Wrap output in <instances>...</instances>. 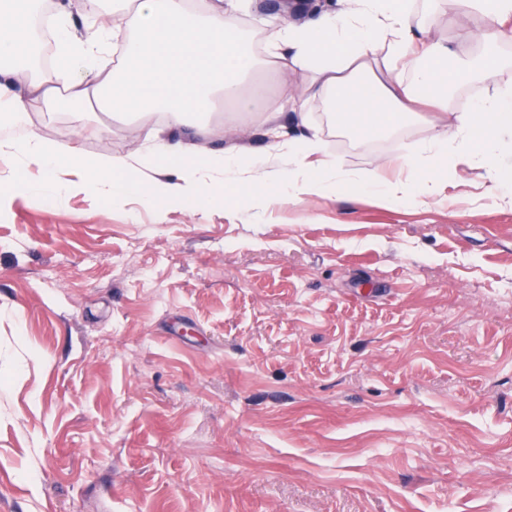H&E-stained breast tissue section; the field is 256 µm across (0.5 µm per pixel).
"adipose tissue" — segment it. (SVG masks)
Listing matches in <instances>:
<instances>
[{
    "mask_svg": "<svg viewBox=\"0 0 512 512\" xmlns=\"http://www.w3.org/2000/svg\"><path fill=\"white\" fill-rule=\"evenodd\" d=\"M99 2V12L88 18L91 34L83 38L69 25L67 0H57L50 25L56 63L52 77L45 78L31 67L36 36L30 19L37 0H0L1 126L25 125L29 106L62 99L88 107L107 97L128 112L151 106L165 112L172 129L187 127L190 116L210 111L218 94L232 99L238 111H261V88L240 91L243 77L258 65L240 34L239 16L248 0H209L201 9L189 8L185 0ZM440 15L456 19L457 0H337L335 7L312 13L304 23L285 21L267 30L270 57L318 76L316 86L294 88L288 97L298 118H305L311 98L323 96L349 128L363 134L418 115L431 127L422 150L377 158L360 173L323 157L317 136L294 137L276 127L270 130L273 145L259 159L166 139L120 157L89 159L33 132L1 140L0 157L19 169L42 172L41 182L18 180L17 189L30 195L61 200L86 194L105 201L133 195L162 211L211 207L221 185L261 206L298 204L344 185L371 190L383 206H427L440 194L439 184L419 187L407 179H388L385 171L434 172L453 153L484 169L489 180L485 197L512 207V189L499 177L504 166H512V139L499 137L512 132V90L499 91L454 117H441L459 79L476 76L496 83L500 65L489 53L473 68L458 61L448 42L419 40L421 18ZM114 17L125 19L134 33L124 45V65L107 71L99 59L112 48ZM376 48L383 53L386 79L351 84L352 74L367 71L366 60ZM21 71L30 79L24 96L11 87Z\"/></svg>",
    "mask_w": 512,
    "mask_h": 512,
    "instance_id": "1",
    "label": "adipose tissue"
}]
</instances>
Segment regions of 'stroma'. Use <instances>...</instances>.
<instances>
[{"mask_svg":"<svg viewBox=\"0 0 512 512\" xmlns=\"http://www.w3.org/2000/svg\"><path fill=\"white\" fill-rule=\"evenodd\" d=\"M492 28L423 36L468 55ZM255 76L296 126L310 74L268 57ZM328 111L311 99L301 132L349 170L431 135L367 142ZM199 123L268 144L228 100ZM27 127L88 158L165 130L55 102ZM441 180L427 207L353 187L162 217L133 196L0 203V512H512V209L471 202L481 170Z\"/></svg>","mask_w":512,"mask_h":512,"instance_id":"35a3bbf8","label":"stroma"}]
</instances>
